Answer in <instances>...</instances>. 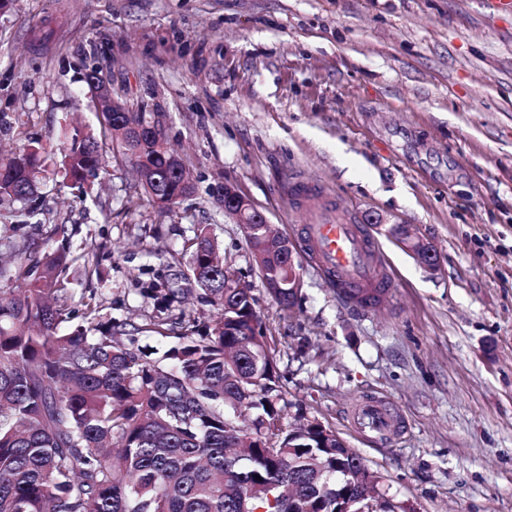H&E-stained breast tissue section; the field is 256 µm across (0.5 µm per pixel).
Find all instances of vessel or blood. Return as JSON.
<instances>
[{
  "label": "vessel or blood",
  "mask_w": 512,
  "mask_h": 512,
  "mask_svg": "<svg viewBox=\"0 0 512 512\" xmlns=\"http://www.w3.org/2000/svg\"><path fill=\"white\" fill-rule=\"evenodd\" d=\"M303 238L312 262L339 294L383 297L393 287L378 251L360 225L341 217L331 202H323ZM352 418L371 439L383 444L399 429L396 412L377 398H367Z\"/></svg>",
  "instance_id": "vessel-or-blood-1"
}]
</instances>
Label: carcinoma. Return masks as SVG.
<instances>
[{
	"label": "carcinoma",
	"instance_id": "obj_1",
	"mask_svg": "<svg viewBox=\"0 0 512 512\" xmlns=\"http://www.w3.org/2000/svg\"><path fill=\"white\" fill-rule=\"evenodd\" d=\"M99 122L97 138L69 134L59 168L75 184L108 166L112 113ZM123 149L179 204L185 190L166 157L146 140ZM45 162L33 144L0 159V202L32 197ZM252 229L261 277L282 284L278 304L294 306L288 256L262 225ZM191 247L192 279L217 314L154 358L103 320L95 294L75 298L66 270L81 256L0 237L10 259L0 264V512H335L336 499L355 495L364 461L334 430L281 427L280 375L253 326L251 288L225 274L208 226L197 225Z\"/></svg>",
	"mask_w": 512,
	"mask_h": 512
}]
</instances>
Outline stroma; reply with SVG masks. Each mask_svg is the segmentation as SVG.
<instances>
[{
  "label": "stroma",
  "instance_id": "35a3bbf8",
  "mask_svg": "<svg viewBox=\"0 0 512 512\" xmlns=\"http://www.w3.org/2000/svg\"><path fill=\"white\" fill-rule=\"evenodd\" d=\"M93 67L164 127L193 194L155 209L116 157L81 187L46 173L0 207V237L29 210L34 239L64 225L83 256L67 271L75 294L102 299L140 347L157 329L180 343L214 315L199 293L155 294L210 225L256 299L284 427L335 430L415 512H512V0H10L0 158L31 143L58 156L65 126L98 133ZM227 179L294 242L320 202L296 204L289 185H320L365 225L391 293L360 307L306 261L297 304L280 307L212 195ZM388 221L433 246L436 271ZM369 396L404 416L396 442L376 445L351 419Z\"/></svg>",
  "mask_w": 512,
  "mask_h": 512
}]
</instances>
